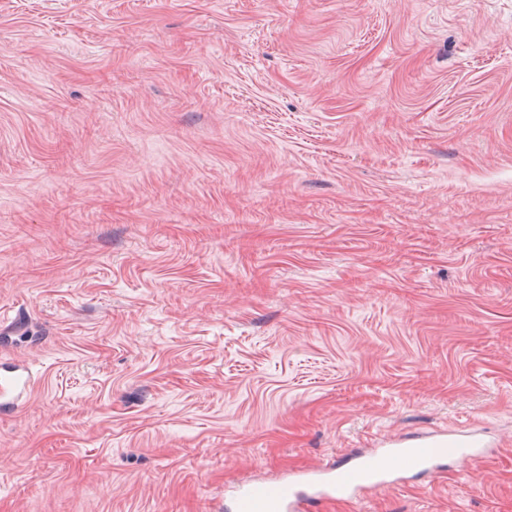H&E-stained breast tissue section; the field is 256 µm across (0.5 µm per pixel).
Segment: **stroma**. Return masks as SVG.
<instances>
[{
    "label": "stroma",
    "mask_w": 512,
    "mask_h": 512,
    "mask_svg": "<svg viewBox=\"0 0 512 512\" xmlns=\"http://www.w3.org/2000/svg\"><path fill=\"white\" fill-rule=\"evenodd\" d=\"M1 362L0 512H512V0H0ZM2 373L0 370V411L10 409L14 405V400L24 393L30 396L34 390L36 380L34 376L15 374L16 371L6 370ZM392 443L389 452L370 451L358 456L353 465H333L320 472H304L301 478L249 480L233 487L235 512H310L318 505H355L361 496L372 493L396 480L400 469L429 470L438 478L464 469L480 470L490 460L481 443L456 434L438 432L412 440ZM394 458L395 468L388 464ZM451 460L453 469L443 462Z\"/></svg>",
    "instance_id": "1"
}]
</instances>
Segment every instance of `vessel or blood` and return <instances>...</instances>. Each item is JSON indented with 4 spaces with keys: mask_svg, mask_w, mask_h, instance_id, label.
<instances>
[{
    "mask_svg": "<svg viewBox=\"0 0 512 512\" xmlns=\"http://www.w3.org/2000/svg\"><path fill=\"white\" fill-rule=\"evenodd\" d=\"M34 376L0 372V411L12 408L21 393H32ZM489 461L478 443L438 432L395 442L391 452L370 451L352 465H334L301 478L249 480L233 488L235 512H312L320 505H355L360 497L394 482L398 471L429 470L447 478L450 471L479 470Z\"/></svg>",
    "mask_w": 512,
    "mask_h": 512,
    "instance_id": "1",
    "label": "vessel or blood"
}]
</instances>
